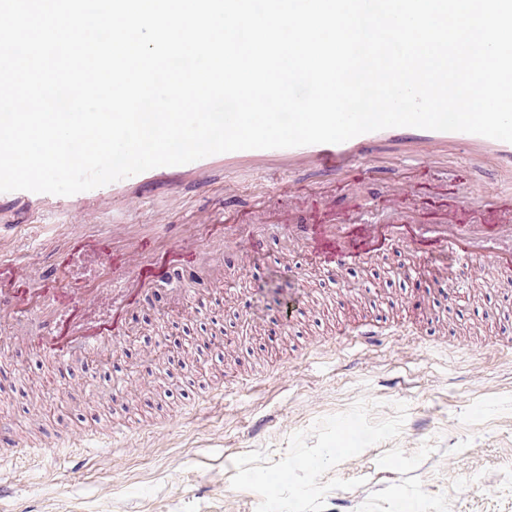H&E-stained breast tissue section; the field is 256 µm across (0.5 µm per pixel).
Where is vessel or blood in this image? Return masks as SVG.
<instances>
[{
	"mask_svg": "<svg viewBox=\"0 0 512 512\" xmlns=\"http://www.w3.org/2000/svg\"><path fill=\"white\" fill-rule=\"evenodd\" d=\"M413 143L419 152L432 155L445 146H457L460 151L479 154L490 170L512 169V143L485 136L465 133L426 130L413 127H393L363 133L337 144H313L291 148L256 149L214 154L191 163L156 167L127 177L93 192H79L70 196L13 191L0 193V206L23 200L37 208L49 207L78 213L90 195H108L120 203L135 193L162 189L171 193L183 190L187 180L202 183L218 164L231 167L242 162L273 164L288 161L300 168L324 172L326 183L315 192H308L305 184H294L296 194H311L320 215L298 217L288 225V235L299 247L322 254L327 264L321 270L324 279L343 283L353 260L373 259L378 250L374 241L385 235L388 241L402 247L407 257L418 261L426 256L440 259L456 253L458 277L467 282H480L490 275H498L505 287L512 288V258L502 253L483 249L485 241L508 239L512 241V197L490 195L485 211L500 214L495 224L470 221L464 224L438 219L434 224H422L406 212L407 200L398 195L390 206L396 215L391 223L379 225L361 218L359 222L337 221L328 212L329 189L349 183L357 173L375 174L374 161L383 148L391 144ZM235 203H227L223 223L213 225L211 232L201 231L199 225L182 224L176 232H162L156 236L134 238L119 229L87 240L80 249L81 262L95 270L96 275L80 288H71L70 267L50 271L40 289H33L24 272L23 260H0V318L30 310L41 303H61L65 306L60 326L38 339L40 352L60 361H68L74 354L110 341L127 320L138 310L147 294L169 272L163 260L173 256L174 265L188 268L193 258L209 247L212 234H219L231 242L230 260L238 269H246L247 258L253 251V231L250 224L234 222ZM81 293L83 302H75L73 293ZM111 300L110 320H101L97 310L100 296Z\"/></svg>",
	"mask_w": 512,
	"mask_h": 512,
	"instance_id": "1",
	"label": "vessel or blood"
}]
</instances>
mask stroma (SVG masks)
<instances>
[{"instance_id":"35a3bbf8","label":"stroma","mask_w":512,"mask_h":512,"mask_svg":"<svg viewBox=\"0 0 512 512\" xmlns=\"http://www.w3.org/2000/svg\"><path fill=\"white\" fill-rule=\"evenodd\" d=\"M383 162L388 177L363 180L359 205L378 221L391 177L447 178L474 210L512 194V173L489 177L452 148ZM298 177L220 170L175 195L91 199L77 217L16 203L6 221L40 230L6 250L36 285L103 225L208 224L229 193L244 214L284 206ZM254 248L243 277L224 263L225 240L213 242L200 275L172 272L121 338L68 362L61 388L34 344L52 313L0 321V366L12 372L0 419L18 440L0 455V512H512V346L497 343L512 336V288L490 278L445 298L436 282L454 277L455 260L411 265L391 245L351 262L339 288L281 226ZM242 314L254 332L245 344L234 337ZM352 317L386 330L351 342L338 331ZM175 339L189 352L170 357Z\"/></svg>"}]
</instances>
